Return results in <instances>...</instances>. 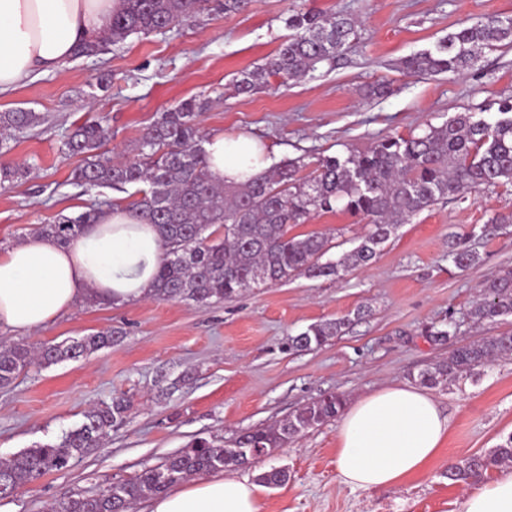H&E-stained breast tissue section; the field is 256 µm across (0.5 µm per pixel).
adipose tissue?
Returning <instances> with one entry per match:
<instances>
[{
  "instance_id": "obj_1",
  "label": "adipose tissue",
  "mask_w": 512,
  "mask_h": 512,
  "mask_svg": "<svg viewBox=\"0 0 512 512\" xmlns=\"http://www.w3.org/2000/svg\"><path fill=\"white\" fill-rule=\"evenodd\" d=\"M119 0H0V92L61 68L77 42L100 31ZM219 184H238L269 161L250 138L212 134L205 145ZM161 256L153 225L125 206L66 246L42 237L0 251V329L29 332L88 293L120 306L148 297ZM449 420L426 389L388 386L356 400L338 428L336 479L361 489L394 486L434 462ZM151 512H260L256 486L196 478L155 497ZM460 512H512V472L477 483Z\"/></svg>"
}]
</instances>
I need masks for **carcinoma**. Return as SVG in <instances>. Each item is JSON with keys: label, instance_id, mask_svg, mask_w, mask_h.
<instances>
[{"label": "carcinoma", "instance_id": "obj_1", "mask_svg": "<svg viewBox=\"0 0 512 512\" xmlns=\"http://www.w3.org/2000/svg\"><path fill=\"white\" fill-rule=\"evenodd\" d=\"M251 0H120L102 33L81 39L74 56L94 57L107 45L124 42L133 34H150L195 20L207 12L235 14ZM292 34L274 56L253 71L240 74L234 89L250 94L267 75L287 81L332 66L351 48L358 21L343 11L297 12L288 17ZM512 44V16L488 14L403 60L410 74L460 75L472 68L483 50ZM210 101L191 97L162 112L129 148L127 157L114 161L103 151L109 131L99 121L79 125L64 136L61 151L83 156L73 173L75 184L96 189L126 191L141 185L130 206L154 225L162 254L152 296L190 300L209 306L236 296L245 288L272 285L296 275L310 278L340 276L373 262L398 224L430 208L441 199L463 200L482 188L512 183V100L499 104V117L485 119L479 112H460L442 124L428 125L417 135L387 136L367 150L347 156L283 159L262 175L237 186L213 182L203 148L200 117ZM43 121L36 112H0V134H22ZM30 167L0 166V184L28 178ZM344 211L367 224L361 242L336 261L321 262L326 239L318 233L289 234L290 228L312 215ZM99 208L75 216L59 215L40 227L39 235L68 244L97 222ZM448 259L465 270L481 263L477 251L460 241L449 245ZM482 298L469 309L474 322L512 316V267L504 266L482 285ZM347 317L309 326L289 338V347L311 350L342 335ZM121 333L103 330L80 338L32 348L0 342V387L33 364L50 366L77 360L118 341ZM512 354V332L488 336L454 347L448 359L419 373L420 383L436 387L458 382L499 356ZM345 405L341 394L323 395L299 407L270 427L240 431L226 444L198 437L155 467L129 481L108 482L91 491L72 493L52 503L50 512H129L133 502L157 496L192 475L252 465L243 453L259 446L265 455L288 445L299 434L338 417ZM130 404L115 396L85 414L84 421L53 444L27 448L0 460L7 477V498L52 472L69 468L91 448L99 447L112 428L127 418ZM512 463V435L496 447L459 459L448 467V479L474 483L488 471Z\"/></svg>", "mask_w": 512, "mask_h": 512}]
</instances>
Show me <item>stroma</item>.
Segmentation results:
<instances>
[{
  "instance_id": "35a3bbf8",
  "label": "stroma",
  "mask_w": 512,
  "mask_h": 512,
  "mask_svg": "<svg viewBox=\"0 0 512 512\" xmlns=\"http://www.w3.org/2000/svg\"><path fill=\"white\" fill-rule=\"evenodd\" d=\"M297 11L352 14L360 22L352 48L334 69L288 83L270 76L258 93L235 94L234 79L276 53ZM491 13L512 15V0H253L238 14H205L162 34L129 36L95 57L70 59L0 94V112L25 109L44 117L0 153V164L33 167L27 179L0 188V249L36 236L56 215L115 198L110 189L99 197L75 185L71 173L82 158L59 150L65 133L91 117L112 132L105 150L121 149L139 140L160 112L203 93L213 100L201 117L205 133L253 138L274 161L361 151L467 110L495 117L512 98V46L486 51L460 76H412L399 66L461 23ZM102 74L111 77L104 90L93 86ZM382 80L391 85L388 97H364L366 85ZM509 213L512 186H491L397 225L369 266L338 278L297 275L206 307L151 297L121 306L81 302L41 328L10 333L19 343L107 329L123 337L76 361L30 367L0 387V459L57 442L113 394H126L131 408L100 447L0 500V512H45L63 495L106 479H133L196 437L230 440L241 430L277 424L326 393L351 403L387 385L415 383L454 345L512 331V318L475 323L467 316L481 283L512 266V225L492 221ZM364 231L342 212L292 229L325 233L331 261L356 247ZM453 234L480 254L478 266L460 271L449 262ZM361 306L369 314L354 319ZM345 315L353 321L342 335L313 350L289 349V337ZM449 321L456 325L450 340L425 335L426 327ZM433 395L449 417L448 440L433 464L397 486L338 484L335 420L232 475L252 481L263 471L287 469L284 485L259 486L261 512H459L466 488L448 480L449 464L512 435V355Z\"/></svg>"
}]
</instances>
